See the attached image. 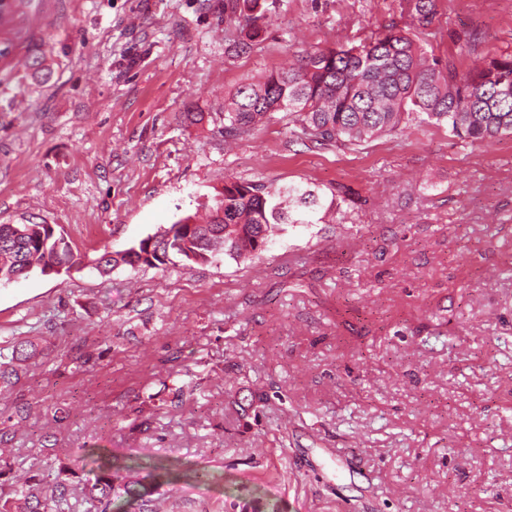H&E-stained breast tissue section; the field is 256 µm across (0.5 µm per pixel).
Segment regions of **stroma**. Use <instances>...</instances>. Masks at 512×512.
Returning a JSON list of instances; mask_svg holds the SVG:
<instances>
[{
    "instance_id": "1",
    "label": "stroma",
    "mask_w": 512,
    "mask_h": 512,
    "mask_svg": "<svg viewBox=\"0 0 512 512\" xmlns=\"http://www.w3.org/2000/svg\"><path fill=\"white\" fill-rule=\"evenodd\" d=\"M435 8L423 30L407 0H283L238 56L224 0H0V216L88 261L0 283V352L33 353L0 394V488L60 477L100 512L103 454L137 464L118 486L191 468L161 512H512V137L413 123L309 149L276 119L224 139L225 93L311 46L392 23L462 73L512 52V0ZM228 177L351 194L252 261L92 268Z\"/></svg>"
}]
</instances>
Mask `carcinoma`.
Wrapping results in <instances>:
<instances>
[{"mask_svg":"<svg viewBox=\"0 0 512 512\" xmlns=\"http://www.w3.org/2000/svg\"><path fill=\"white\" fill-rule=\"evenodd\" d=\"M280 0H225L224 12L236 18L240 38L232 45L236 55L250 53L263 38L272 12ZM418 26L433 24L434 0H409ZM282 113L298 126L304 141L315 148L339 150L359 146L392 135L408 123L446 126L448 133L470 142H493L512 137V53L492 57L461 73L453 61L428 56L414 36L389 24L376 38L359 44L314 47L295 55L286 68L271 71L243 83L224 96V139L237 140ZM339 192L330 203L315 189L300 185L277 186L234 178L204 204L208 214L202 224L180 222L165 229L172 234L169 249L156 262L104 251L94 259L95 267L107 272L122 265L160 266L177 259L185 264L205 263L216 251L234 260L260 256L270 233L278 224H319L336 206ZM0 224V281L25 268H38L54 260L76 264L70 242L57 236L41 240L44 226ZM27 360L23 346L0 356V391L9 389ZM115 464L97 460L98 474L85 486V494L114 508V487L109 472ZM151 482H127L123 494L137 503L139 512H155L154 488L174 484L185 473L164 464L153 466ZM70 489L56 480L50 490L29 484L0 491V512H71Z\"/></svg>","mask_w":512,"mask_h":512,"instance_id":"cac0c4a2","label":"carcinoma"}]
</instances>
